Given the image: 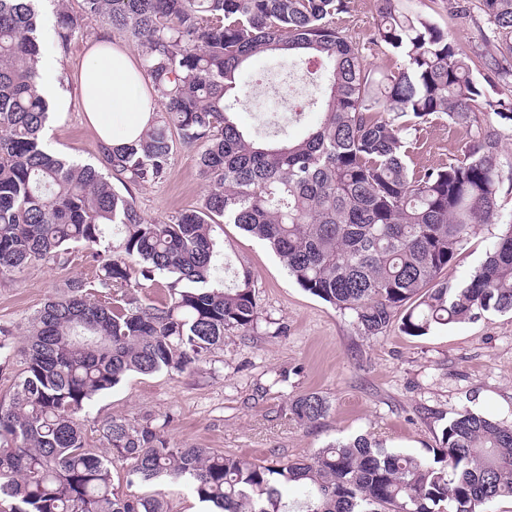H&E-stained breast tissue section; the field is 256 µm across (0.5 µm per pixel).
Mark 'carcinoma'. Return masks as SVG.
<instances>
[{
    "label": "carcinoma",
    "mask_w": 512,
    "mask_h": 512,
    "mask_svg": "<svg viewBox=\"0 0 512 512\" xmlns=\"http://www.w3.org/2000/svg\"><path fill=\"white\" fill-rule=\"evenodd\" d=\"M38 0H0V279L34 263L64 266L83 250L92 283L73 281L35 311L27 343L0 326V367L20 359L0 399V503L8 512H167L164 492L127 486L183 483L215 512H489L512 499V425L468 407L442 431L433 459L339 440L309 459L259 464L187 448L168 421L114 417L106 450L81 417L131 374L183 372L207 360L229 330L260 314L254 276L228 270L220 232L233 224L264 242L311 295L380 336H426L481 312H512V220L467 279L441 276L477 224H499V133L480 125L464 159L416 172L404 132L441 113L455 122L486 112L512 128V0H479L494 52L473 60L430 15L377 0L373 43L404 60L384 82L334 23L347 0H68L57 6L65 51L85 22L105 18L141 49L161 110L136 139L104 147L106 170L47 150L49 105L39 93ZM323 68L321 120L300 139L260 142L236 119L242 76L257 55ZM196 147L209 190L166 221L145 217L133 189L166 175L175 144ZM167 295L147 303L143 285ZM313 425L328 412L316 392L290 402Z\"/></svg>",
    "instance_id": "carcinoma-1"
}]
</instances>
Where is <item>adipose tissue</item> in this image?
Segmentation results:
<instances>
[{
  "label": "adipose tissue",
  "mask_w": 512,
  "mask_h": 512,
  "mask_svg": "<svg viewBox=\"0 0 512 512\" xmlns=\"http://www.w3.org/2000/svg\"><path fill=\"white\" fill-rule=\"evenodd\" d=\"M75 83L83 110L105 145H123L147 127L154 110L148 80L127 48L109 42L91 45Z\"/></svg>",
  "instance_id": "obj_1"
}]
</instances>
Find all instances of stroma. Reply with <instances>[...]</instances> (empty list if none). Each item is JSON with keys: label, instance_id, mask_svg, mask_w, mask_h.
Segmentation results:
<instances>
[{"label": "stroma", "instance_id": "stroma-1", "mask_svg": "<svg viewBox=\"0 0 512 512\" xmlns=\"http://www.w3.org/2000/svg\"><path fill=\"white\" fill-rule=\"evenodd\" d=\"M414 10L431 7L438 23L471 55L488 49L490 29L480 15L455 18L446 0H409ZM38 33L44 56L57 60L56 79L66 94L43 133L45 146L83 163L100 165L103 143L89 124L73 74L89 46L99 40L127 45V38L101 20H88L68 52L55 47L56 15L52 0H42ZM377 0H349L336 24L364 48L375 73L390 74L399 57L372 45ZM276 57L253 59L243 81L246 93L237 115L251 134L267 138L250 106L270 89L268 73ZM467 125L439 115L409 131L407 163L415 169L462 160ZM207 184L197 151L179 148L166 176L138 187L142 213L163 220L196 206ZM499 225L475 228L444 278L454 284L484 261ZM224 250L236 266L249 268L261 314L254 332H226L224 345L197 369L184 373L130 375L108 395L95 399L84 420L91 440L101 423L120 416L167 421L173 443L213 448L256 463L306 459L327 444L366 435L383 447L432 457L442 430L465 406L491 413L512 425V314L478 317L414 337L392 326L384 335L361 334L353 319L300 288L262 242L228 224ZM95 277L94 267L76 257L65 267L36 264L17 279L0 282V324L24 341L30 316L69 280ZM319 393L329 410L316 425L297 423L288 411L294 396Z\"/></svg>", "mask_w": 512, "mask_h": 512}]
</instances>
